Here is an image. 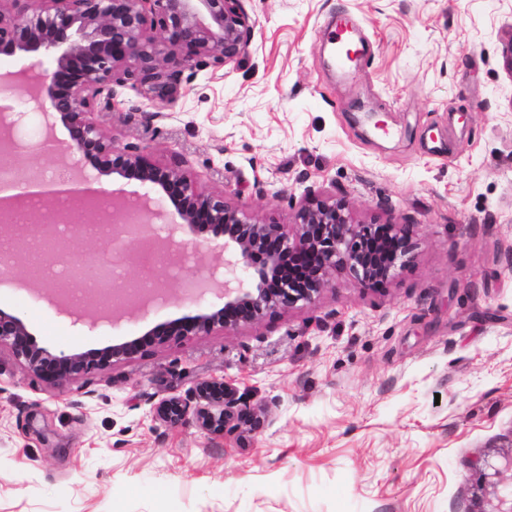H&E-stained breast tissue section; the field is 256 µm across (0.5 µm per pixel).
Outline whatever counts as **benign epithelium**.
Segmentation results:
<instances>
[{"instance_id": "7a95c632", "label": "benign epithelium", "mask_w": 512, "mask_h": 512, "mask_svg": "<svg viewBox=\"0 0 512 512\" xmlns=\"http://www.w3.org/2000/svg\"><path fill=\"white\" fill-rule=\"evenodd\" d=\"M17 13L0 7V54L17 51L38 55L35 85L27 83L28 69L0 75L1 84L18 87L28 101L51 113L52 129L60 122L69 132L64 150L90 164L92 175L81 171L85 198L104 191L94 187L100 177L117 175L136 180L147 192L172 201L184 224L224 239V307L175 319L143 336L100 349L59 354L39 347L24 320L0 309V345L42 381L63 386L132 358L147 346L185 336H205L258 323L298 303L310 304L338 273H349L363 285L395 277L414 257L415 243L404 224H360L353 220L348 200L310 193L294 211L292 222L259 221L245 208L229 203L222 192H206L179 166L151 162L136 147L115 148L109 135L93 118L98 104L116 96L115 87L146 86L168 100L180 92L185 70L196 66L217 71L236 62L250 45L252 24L242 0H23ZM14 113L8 134L0 137V153L15 157L26 146L16 139ZM130 201L112 197V218L103 215L112 233H97L88 224L65 225L67 235L121 243L116 265H132L146 247L164 254L159 239L145 234L146 225L124 223ZM11 225L0 226V239L23 250L35 235L28 230L10 238ZM294 258L306 276L282 279L284 258ZM43 286L56 300L75 308V290L88 278L62 282L43 277ZM156 417L170 425L192 424L208 433L233 432L263 426L259 416L238 390L224 379L197 382L187 397H169L155 407ZM511 473L512 455L504 457L491 484L490 512H512V491L499 493L501 476Z\"/></svg>"}]
</instances>
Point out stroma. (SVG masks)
Masks as SVG:
<instances>
[{"label": "stroma", "mask_w": 512, "mask_h": 512, "mask_svg": "<svg viewBox=\"0 0 512 512\" xmlns=\"http://www.w3.org/2000/svg\"><path fill=\"white\" fill-rule=\"evenodd\" d=\"M236 63L186 70L168 101L129 86L95 120L116 148L181 163L205 190L291 222L306 189L360 223L408 225L398 275H337L311 304L231 332L145 348L57 387L0 347V512H478L487 466L512 453V0H242ZM351 16L369 43L343 74L325 32ZM396 130L377 136L365 111ZM153 231L189 265L169 300L95 330L37 285L0 284L38 346L86 351L224 303L191 282L221 242L171 203ZM221 377L265 411L255 432L157 420L160 400Z\"/></svg>", "instance_id": "stroma-1"}]
</instances>
